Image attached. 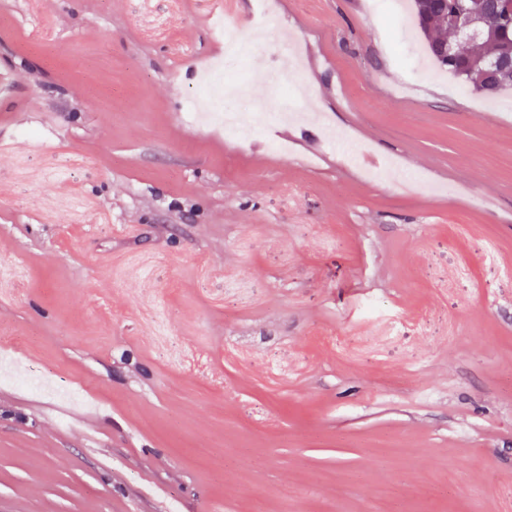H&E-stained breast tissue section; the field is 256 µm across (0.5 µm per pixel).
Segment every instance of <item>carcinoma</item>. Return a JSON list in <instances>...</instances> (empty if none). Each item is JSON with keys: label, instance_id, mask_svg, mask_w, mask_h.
<instances>
[{"label": "carcinoma", "instance_id": "obj_1", "mask_svg": "<svg viewBox=\"0 0 512 512\" xmlns=\"http://www.w3.org/2000/svg\"><path fill=\"white\" fill-rule=\"evenodd\" d=\"M469 5L470 0H410L428 55L471 91L494 98L505 89L512 90V65H499L512 51V15L492 17L484 38L443 53L446 34L453 30L449 18Z\"/></svg>", "mask_w": 512, "mask_h": 512}]
</instances>
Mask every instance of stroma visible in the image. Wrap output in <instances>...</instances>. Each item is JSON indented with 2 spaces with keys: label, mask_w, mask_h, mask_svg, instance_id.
<instances>
[{
  "label": "stroma",
  "mask_w": 512,
  "mask_h": 512,
  "mask_svg": "<svg viewBox=\"0 0 512 512\" xmlns=\"http://www.w3.org/2000/svg\"><path fill=\"white\" fill-rule=\"evenodd\" d=\"M257 4L0 0V512H512V92L398 0ZM219 56L366 166L189 117Z\"/></svg>",
  "instance_id": "35a3bbf8"
}]
</instances>
